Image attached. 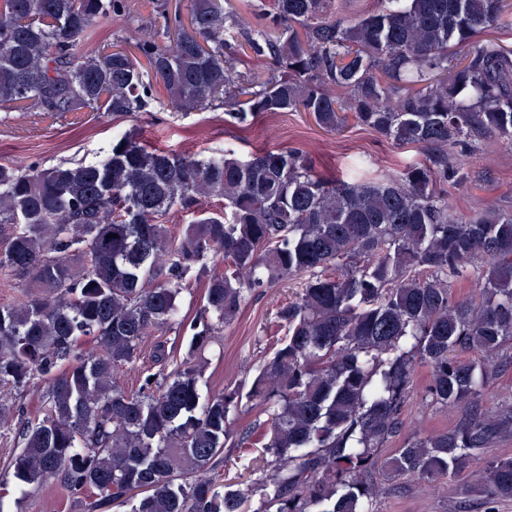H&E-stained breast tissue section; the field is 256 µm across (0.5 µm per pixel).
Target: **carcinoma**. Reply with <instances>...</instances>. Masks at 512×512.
<instances>
[{
	"label": "carcinoma",
	"mask_w": 512,
	"mask_h": 512,
	"mask_svg": "<svg viewBox=\"0 0 512 512\" xmlns=\"http://www.w3.org/2000/svg\"><path fill=\"white\" fill-rule=\"evenodd\" d=\"M328 3L271 0L255 34L237 31L224 0H190L186 17L162 3V37L92 48L128 0H0L1 108L220 106L241 126L304 112L327 132L351 121L427 153L348 181L315 175L298 148L177 156L129 130L89 158L0 163V279L19 289L0 302V426L16 424L21 445L0 483L54 481L84 512H245L217 480L245 397L269 411L235 440L265 449L266 512H371L379 450L402 430L419 362L424 401L463 415L406 439L386 472L430 481L471 463L488 501L512 498V455H484L512 436V402L480 401L512 368V211L460 217L438 189L466 180L483 138L512 145V47L489 37L504 0H385L349 25ZM240 51L267 61L264 80L236 73ZM173 211L190 220L167 224ZM201 278L190 358L171 369L159 343L157 370L127 388L120 372L154 331L186 325L182 295ZM294 279L276 313L286 336L248 392L202 398L204 353L246 295ZM470 281L479 299L452 301ZM39 382L31 419L23 397Z\"/></svg>",
	"instance_id": "obj_1"
}]
</instances>
